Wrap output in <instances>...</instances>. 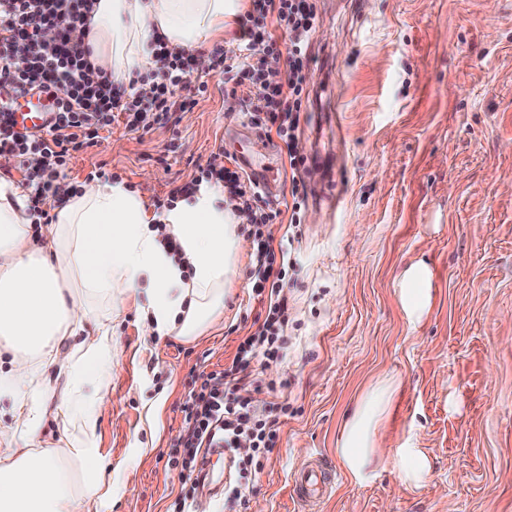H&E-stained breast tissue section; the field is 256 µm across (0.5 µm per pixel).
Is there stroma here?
Masks as SVG:
<instances>
[{
    "label": "stroma",
    "mask_w": 512,
    "mask_h": 512,
    "mask_svg": "<svg viewBox=\"0 0 512 512\" xmlns=\"http://www.w3.org/2000/svg\"><path fill=\"white\" fill-rule=\"evenodd\" d=\"M317 13L295 150L229 110L212 75L193 107L145 133L113 126L66 171L79 185L105 165L156 206L220 150L283 208L272 231L288 263V348L251 375L264 384L256 403L288 412L244 504H224L234 466L222 459L192 512H512V0H318ZM296 178L295 224L283 203ZM419 258L434 271L433 307L413 329L394 281ZM253 282L242 255L223 317L189 339L144 335L132 306L113 322L97 427L112 498L99 512H175L186 474L168 459L190 372L230 363L263 323ZM385 375L401 380L385 440L414 433L430 456L417 488L390 465L354 483L336 456L345 414ZM306 462L335 475L314 505L292 484Z\"/></svg>",
    "instance_id": "35a3bbf8"
}]
</instances>
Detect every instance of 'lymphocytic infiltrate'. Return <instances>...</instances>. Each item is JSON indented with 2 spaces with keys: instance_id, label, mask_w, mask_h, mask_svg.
Instances as JSON below:
<instances>
[{
  "instance_id": "f902f5d3",
  "label": "lymphocytic infiltrate",
  "mask_w": 512,
  "mask_h": 512,
  "mask_svg": "<svg viewBox=\"0 0 512 512\" xmlns=\"http://www.w3.org/2000/svg\"><path fill=\"white\" fill-rule=\"evenodd\" d=\"M95 0H0V89L16 94H49L55 105L44 130L21 132L8 111V98L0 96V157L16 160L32 188L31 209L38 223H52L58 182L74 154L94 145L100 131L118 121L149 130L170 120L173 112L194 105V97L180 96L193 84L196 95L206 93L205 80H191L192 58L186 53L159 48L156 58L168 73V82L149 88L114 87L101 69L89 63L83 43L61 38L46 41L44 27L64 29L86 21ZM317 25L315 0H253L252 11L240 20L237 47L214 45L213 72L224 79L225 96L238 99L252 124L293 140L303 110L308 58L305 49ZM25 41L30 55L27 68H16L14 47ZM285 54L284 76L274 79L266 71L269 56ZM202 177L223 184L229 203L245 213L257 248L252 265L256 291L268 292L267 316L259 329L238 347L227 368L194 375V385L181 408L180 455L175 465L201 485V463L212 448L237 452L248 441L253 454L235 463L240 474H258L259 459L276 445L278 418L273 407H259L253 398L238 393V375L258 357H274L288 347L284 330L288 303L284 295L287 270L275 267L270 226L276 211L259 204V197L237 172L210 158Z\"/></svg>"
}]
</instances>
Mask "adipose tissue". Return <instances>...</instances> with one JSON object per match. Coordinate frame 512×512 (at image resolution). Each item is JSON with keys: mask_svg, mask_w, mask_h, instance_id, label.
Returning <instances> with one entry per match:
<instances>
[{"mask_svg": "<svg viewBox=\"0 0 512 512\" xmlns=\"http://www.w3.org/2000/svg\"><path fill=\"white\" fill-rule=\"evenodd\" d=\"M248 0H96L76 38L117 86L139 74L164 82L158 45L204 60V46L236 28ZM44 242L33 237L29 191L0 180V400L10 422L0 440V512H97L112 476L96 465V429L112 382V327L128 305L150 336L196 335L224 313V292L249 242L224 187L201 181L172 206L155 209L142 189L94 180L63 189ZM179 245L171 252L166 238ZM433 270L409 264L395 288L411 324L431 309ZM105 299L109 316L94 309ZM399 384L368 386L346 418L336 456L348 476L370 482L389 462L421 485L429 457L412 441L386 446L379 431ZM63 431L43 436L48 421Z\"/></svg>", "mask_w": 512, "mask_h": 512, "instance_id": "obj_1", "label": "adipose tissue"}]
</instances>
